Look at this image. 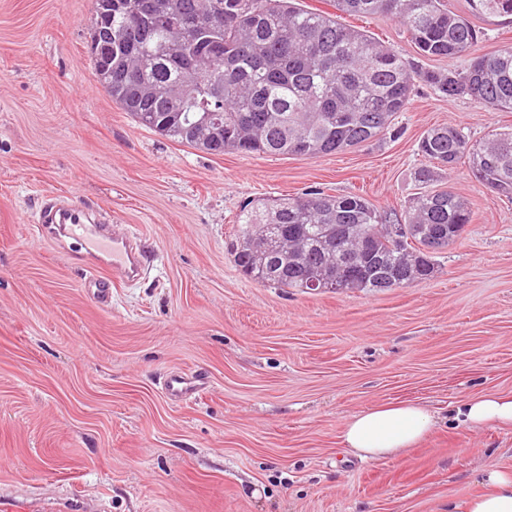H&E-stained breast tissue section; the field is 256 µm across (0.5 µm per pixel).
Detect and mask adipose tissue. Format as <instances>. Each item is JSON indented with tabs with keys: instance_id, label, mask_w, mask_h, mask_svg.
Here are the masks:
<instances>
[{
	"instance_id": "1",
	"label": "adipose tissue",
	"mask_w": 512,
	"mask_h": 512,
	"mask_svg": "<svg viewBox=\"0 0 512 512\" xmlns=\"http://www.w3.org/2000/svg\"><path fill=\"white\" fill-rule=\"evenodd\" d=\"M472 427L512 426V395L487 393L469 398L460 408ZM437 424L431 410L413 401L391 402L366 409L347 420L342 429L346 447L361 459L378 461L415 447ZM449 512H512V472L492 468L483 491L452 505Z\"/></svg>"
}]
</instances>
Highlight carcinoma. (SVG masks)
Returning a JSON list of instances; mask_svg holds the SVG:
<instances>
[{
  "label": "carcinoma",
  "mask_w": 512,
  "mask_h": 512,
  "mask_svg": "<svg viewBox=\"0 0 512 512\" xmlns=\"http://www.w3.org/2000/svg\"><path fill=\"white\" fill-rule=\"evenodd\" d=\"M313 12L298 0H93L88 54L105 92L140 125L220 156L332 154L366 145L407 110L416 83L450 99L470 97L512 112V46L476 53L478 34L443 0H333ZM486 16L512 14V0H473ZM383 14L400 23L426 58L448 70H422L393 47L345 25L340 15ZM217 126L204 143L196 132ZM426 189L405 224L360 194L307 191L245 202L236 215L234 262L247 278L276 288L308 289L335 276V289L379 292L432 276L434 254L462 239L473 215L450 188L429 189L434 168L467 160L489 190L512 196V128L472 141L455 126L421 138ZM276 233L298 244L271 247Z\"/></svg>",
  "instance_id": "obj_1"
}]
</instances>
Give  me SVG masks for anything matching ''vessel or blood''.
<instances>
[{
  "label": "vessel or blood",
  "instance_id": "vessel-or-blood-1",
  "mask_svg": "<svg viewBox=\"0 0 512 512\" xmlns=\"http://www.w3.org/2000/svg\"><path fill=\"white\" fill-rule=\"evenodd\" d=\"M40 232L54 241L64 236L84 241L88 291L103 307L111 306L112 289L117 283L136 280L145 269L146 257L135 239L114 225L92 223L87 206H62L46 198Z\"/></svg>",
  "mask_w": 512,
  "mask_h": 512
}]
</instances>
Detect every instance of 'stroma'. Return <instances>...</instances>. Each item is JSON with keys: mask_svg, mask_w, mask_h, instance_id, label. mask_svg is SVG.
Returning <instances> with one entry per match:
<instances>
[{"mask_svg": "<svg viewBox=\"0 0 512 512\" xmlns=\"http://www.w3.org/2000/svg\"><path fill=\"white\" fill-rule=\"evenodd\" d=\"M92 0H0V489L58 512H448L485 471H512V428L469 427L458 408L512 393V200L467 164L436 170L473 213L428 279L383 292H304L252 281L228 251L243 200L358 193L405 213L426 130L473 139L512 112L417 84L396 136L317 157L206 154L140 126L98 85L87 53ZM512 44V16L447 0ZM423 69L386 16L342 15ZM96 208L140 236V279L102 309L87 273L37 227L42 197ZM198 374L180 401L170 373ZM423 403L439 421L379 462L341 439L369 407ZM195 382L197 383L189 382L181 374H171L164 380L163 390L170 398L183 399L191 394L196 386H201L205 383L202 378Z\"/></svg>", "mask_w": 512, "mask_h": 512, "instance_id": "stroma-1", "label": "stroma"}]
</instances>
